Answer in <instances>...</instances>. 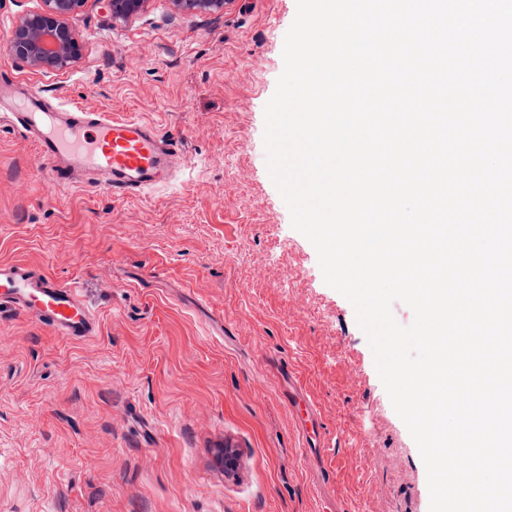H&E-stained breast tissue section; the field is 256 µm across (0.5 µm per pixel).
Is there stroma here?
<instances>
[{
  "instance_id": "35a3bbf8",
  "label": "stroma",
  "mask_w": 512,
  "mask_h": 512,
  "mask_svg": "<svg viewBox=\"0 0 512 512\" xmlns=\"http://www.w3.org/2000/svg\"><path fill=\"white\" fill-rule=\"evenodd\" d=\"M40 5L0 0V71L153 123L188 166L146 197L58 190L34 140L0 124V263L78 287L100 324L71 340L0 305V512H429L354 308L267 169L264 107L296 0H148L126 20L85 0L62 72L6 50ZM298 382L322 416L309 442L288 403Z\"/></svg>"
}]
</instances>
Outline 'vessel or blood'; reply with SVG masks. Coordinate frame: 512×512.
Here are the masks:
<instances>
[{"label":"vessel or blood","instance_id":"obj_1","mask_svg":"<svg viewBox=\"0 0 512 512\" xmlns=\"http://www.w3.org/2000/svg\"><path fill=\"white\" fill-rule=\"evenodd\" d=\"M0 115L34 139L57 189L85 183L141 197L173 185L186 162L179 140L153 124L79 106L57 108L38 86L6 77L0 79ZM4 304L69 339L99 332L78 288L22 262L0 264Z\"/></svg>","mask_w":512,"mask_h":512}]
</instances>
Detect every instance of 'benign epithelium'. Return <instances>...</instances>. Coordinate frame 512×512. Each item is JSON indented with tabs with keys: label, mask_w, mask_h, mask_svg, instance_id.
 <instances>
[{
	"label": "benign epithelium",
	"mask_w": 512,
	"mask_h": 512,
	"mask_svg": "<svg viewBox=\"0 0 512 512\" xmlns=\"http://www.w3.org/2000/svg\"><path fill=\"white\" fill-rule=\"evenodd\" d=\"M85 0H41V7L21 16L13 26L9 54L19 63L36 71H63L80 54L78 36L68 17ZM112 18L124 20L140 12L147 0H105ZM178 11H217L224 0H169Z\"/></svg>",
	"instance_id": "obj_1"
}]
</instances>
